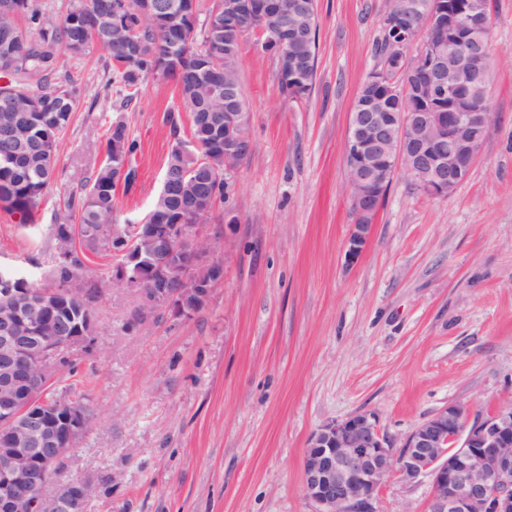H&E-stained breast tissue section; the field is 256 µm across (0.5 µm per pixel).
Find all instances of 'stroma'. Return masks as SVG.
<instances>
[{
	"instance_id": "1",
	"label": "stroma",
	"mask_w": 512,
	"mask_h": 512,
	"mask_svg": "<svg viewBox=\"0 0 512 512\" xmlns=\"http://www.w3.org/2000/svg\"><path fill=\"white\" fill-rule=\"evenodd\" d=\"M316 4V78L302 100L281 94L257 34L242 40L254 150L201 230L232 238L208 304L186 320L142 315L113 287L112 257L85 262L98 333L64 351L53 380L86 395L98 419L63 469L91 480L87 512H316L302 459L323 423L367 412L399 440L449 404L477 417L512 401V0H489L494 121L469 177L431 198L398 173L352 264L344 141L394 0ZM64 69L83 93L39 220L0 209V272L32 288L55 285L47 228L103 159L114 113L138 145L116 190L120 227L150 210L174 140L190 133L173 81L148 78L122 108L104 96L101 50ZM430 493V477H393L373 507L424 512Z\"/></svg>"
}]
</instances>
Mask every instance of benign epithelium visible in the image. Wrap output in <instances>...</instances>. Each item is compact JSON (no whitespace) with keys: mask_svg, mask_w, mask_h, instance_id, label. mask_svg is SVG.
Here are the masks:
<instances>
[{"mask_svg":"<svg viewBox=\"0 0 512 512\" xmlns=\"http://www.w3.org/2000/svg\"><path fill=\"white\" fill-rule=\"evenodd\" d=\"M259 17L260 50L283 60L280 32L291 17H305L296 0L288 14L276 4L237 3ZM420 19L428 30L448 28V38H426L407 57L429 73L436 99L446 112H394L395 127H377L379 113L354 112L345 139L348 184L365 182L352 193L358 215L351 226L345 261L358 260L373 219L394 176L412 167L425 174L422 191L445 197L463 183L475 164L493 114L474 112L465 62L447 72V58L466 46L481 54L489 35L487 0H431ZM293 39L306 29L291 26ZM236 115L224 113V180L232 181L244 159L235 154ZM156 253L136 252L112 269V287L130 288L144 315L156 311L189 318L203 308L224 280L218 246L201 236L200 224L150 225ZM200 264L211 278L189 274ZM179 278L183 287L174 288ZM0 310V512H80L89 498L85 482L69 484L65 495L48 491L49 476L94 417L76 399L56 408L49 397L50 365L62 347L87 345L92 337L73 331L61 302H87L86 290L72 284L44 294L31 288L6 289ZM303 488L317 512H374L373 501L395 475L406 485L431 477L425 512H512V401L470 420L468 405L450 404L418 424L400 442L385 435L371 413L329 421L311 435L303 455Z\"/></svg>","mask_w":512,"mask_h":512,"instance_id":"obj_1","label":"benign epithelium"}]
</instances>
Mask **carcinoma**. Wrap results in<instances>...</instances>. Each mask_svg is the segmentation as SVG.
I'll use <instances>...</instances> for the list:
<instances>
[{
  "label": "carcinoma",
  "instance_id": "1",
  "mask_svg": "<svg viewBox=\"0 0 512 512\" xmlns=\"http://www.w3.org/2000/svg\"><path fill=\"white\" fill-rule=\"evenodd\" d=\"M158 21L142 18L137 0H76L62 18L41 0H0V130L13 132L10 144L0 141V208L18 217L21 224H33L43 196L54 184L57 146L81 96V85L70 73L56 80L64 51L75 59L93 46L101 49L108 62L116 63L107 89H116L125 106L138 86L149 77L162 76L175 82L181 103L191 118V140L176 139L164 168L163 181L175 184L169 193L161 186L150 211L141 224H207L218 204L227 197L224 182V94L213 85L223 75L233 84V111L240 113L241 153L249 149V119L239 70L243 35L214 36L208 24L197 29L191 21L171 8L176 0H155ZM416 22L405 14L392 20L376 45L380 70L406 92L407 100L420 98L419 76L408 69L397 52L404 34ZM317 29L307 41L292 45L288 63L298 71L277 68L284 95L311 90L316 76ZM127 124L120 117L108 128L105 159L91 183L80 195L72 194L68 207L78 214L81 245L65 248L74 225L49 227L55 241L57 261L51 275L57 287L66 288L84 267L86 252H108L117 260L134 248L146 255L152 240L135 225L118 231L115 190L121 171L136 153ZM68 320L91 336L98 324L92 308L67 302Z\"/></svg>",
  "mask_w": 512,
  "mask_h": 512
}]
</instances>
